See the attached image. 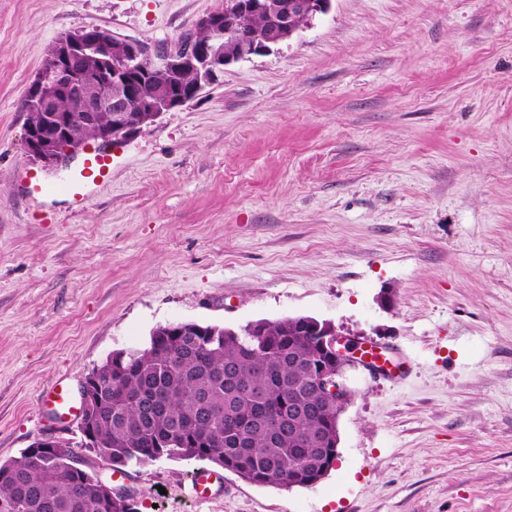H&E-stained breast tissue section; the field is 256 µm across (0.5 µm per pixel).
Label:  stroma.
<instances>
[{"label":"stroma","instance_id":"stroma-1","mask_svg":"<svg viewBox=\"0 0 512 512\" xmlns=\"http://www.w3.org/2000/svg\"><path fill=\"white\" fill-rule=\"evenodd\" d=\"M225 0H0V463L77 446L41 395L159 326L313 316L414 361L347 374L339 458L292 489L129 465L139 512H512V0H331L112 151L83 208L28 195L26 89L65 32L170 47ZM392 304H384V292ZM193 489L200 498H209L224 487V474L202 470L192 479Z\"/></svg>","mask_w":512,"mask_h":512}]
</instances>
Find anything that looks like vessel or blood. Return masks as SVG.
Wrapping results in <instances>:
<instances>
[{"label":"vessel or blood","mask_w":512,"mask_h":512,"mask_svg":"<svg viewBox=\"0 0 512 512\" xmlns=\"http://www.w3.org/2000/svg\"><path fill=\"white\" fill-rule=\"evenodd\" d=\"M111 169V152L99 149L90 152L77 167L68 169L63 178L49 182L33 180L30 181L29 188L36 194L66 196L72 206L79 207L86 201L90 186L107 177ZM361 357L384 378L403 384L410 377L413 366L411 359L394 358L392 349L387 345H369L363 350ZM42 406L47 418L57 425L67 423L80 412L68 383L62 379L57 380L44 392ZM192 485L198 497L208 498L223 487L224 476L203 470L195 474Z\"/></svg>","instance_id":"b4317fda"}]
</instances>
